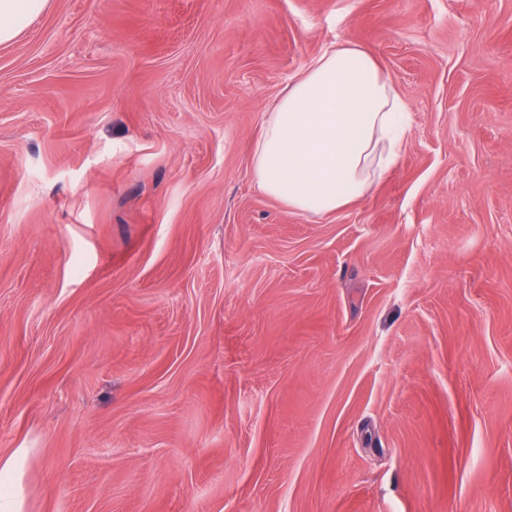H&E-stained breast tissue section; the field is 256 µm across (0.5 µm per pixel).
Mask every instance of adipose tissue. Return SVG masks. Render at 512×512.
<instances>
[{"instance_id": "1", "label": "adipose tissue", "mask_w": 512, "mask_h": 512, "mask_svg": "<svg viewBox=\"0 0 512 512\" xmlns=\"http://www.w3.org/2000/svg\"><path fill=\"white\" fill-rule=\"evenodd\" d=\"M50 0H0V44ZM406 107L391 75L361 45H332L268 109L251 151L255 181L293 210L325 214L362 198L394 166Z\"/></svg>"}]
</instances>
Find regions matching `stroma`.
I'll use <instances>...</instances> for the list:
<instances>
[{
	"mask_svg": "<svg viewBox=\"0 0 512 512\" xmlns=\"http://www.w3.org/2000/svg\"><path fill=\"white\" fill-rule=\"evenodd\" d=\"M409 113L261 192L331 45ZM0 491L23 512H512V0H51L0 45ZM406 112L371 52L334 44L266 112L251 151L256 184L295 211L344 208L397 163Z\"/></svg>",
	"mask_w": 512,
	"mask_h": 512,
	"instance_id": "1",
	"label": "stroma"
}]
</instances>
